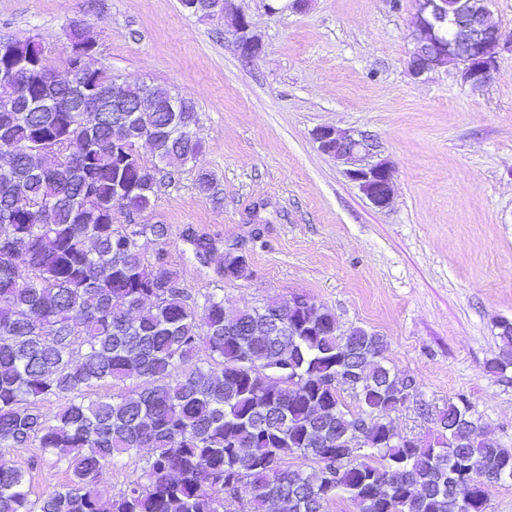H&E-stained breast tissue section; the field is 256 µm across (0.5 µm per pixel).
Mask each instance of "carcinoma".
<instances>
[{"mask_svg": "<svg viewBox=\"0 0 512 512\" xmlns=\"http://www.w3.org/2000/svg\"><path fill=\"white\" fill-rule=\"evenodd\" d=\"M76 106L68 86L0 85V142L15 150L0 165V448L35 447L70 475L33 500L30 472L0 465V512H326L339 493L358 512H487L512 448L482 438L467 400L436 411L446 436L393 441L388 404L407 397L383 364V336L338 332L305 294L294 308L270 300L232 311L221 294L199 299L162 253L151 263L142 252L143 239L166 243L167 225L115 223L113 195L123 188L145 211L159 172L128 128L152 136L174 182L204 151L172 131L198 123L194 102L140 114L114 112L102 96L90 127ZM47 140L55 152L31 166L30 149ZM17 195L48 221L5 216ZM183 238L202 263L215 250L191 227ZM498 329L502 350L485 372L503 377L512 325ZM101 385L119 392L88 399ZM344 392L358 410L345 409ZM51 397L65 404L48 417ZM367 407L366 447L336 446ZM142 448L153 453L138 479L105 497L103 472ZM295 457L308 469L290 468Z\"/></svg>", "mask_w": 512, "mask_h": 512, "instance_id": "cac0c4a2", "label": "carcinoma"}]
</instances>
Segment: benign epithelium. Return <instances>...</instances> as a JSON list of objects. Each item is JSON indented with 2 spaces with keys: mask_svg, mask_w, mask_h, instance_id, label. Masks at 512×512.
Here are the masks:
<instances>
[{
  "mask_svg": "<svg viewBox=\"0 0 512 512\" xmlns=\"http://www.w3.org/2000/svg\"><path fill=\"white\" fill-rule=\"evenodd\" d=\"M181 6L191 14L234 16L231 35L239 54L250 60L262 54L261 36L247 17L234 8L232 0H181ZM416 28L419 35L410 57L411 71L416 77L452 65L461 67L464 81L481 86L491 80L500 52L512 46V40L505 38L491 21L487 0H417ZM69 41L71 52L96 56V43L81 28L71 30ZM102 94L112 100V111L119 112L127 99L126 82L114 76L101 90L83 88L79 109L82 123H93L101 112L96 99ZM314 137L323 152L346 166L347 176L373 207L387 208L393 198V167L385 160H373V144L368 136L323 126L315 130Z\"/></svg>",
  "mask_w": 512,
  "mask_h": 512,
  "instance_id": "1",
  "label": "benign epithelium"
}]
</instances>
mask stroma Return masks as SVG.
Here are the masks:
<instances>
[{
  "mask_svg": "<svg viewBox=\"0 0 512 512\" xmlns=\"http://www.w3.org/2000/svg\"><path fill=\"white\" fill-rule=\"evenodd\" d=\"M235 0L264 49L247 61L224 21L183 12L179 0H0V38L38 36L63 69L72 26L97 42L99 65L131 84L154 82L193 100L205 149L175 186L161 188L146 223L169 227L163 252L193 295L220 292L228 308L305 293L340 329L385 337L384 362L413 378L394 431L425 437L432 410L467 399L488 438L512 448V381L484 372L512 321V52L491 81L451 67L414 77L416 0ZM322 126L362 133L394 168V197L375 209L313 137ZM217 180L221 207L195 187ZM193 227L218 252L245 251L249 280L200 263L182 238ZM33 448L0 451L30 469L33 497L64 483Z\"/></svg>",
  "mask_w": 512,
  "mask_h": 512,
  "instance_id": "35a3bbf8",
  "label": "stroma"
}]
</instances>
